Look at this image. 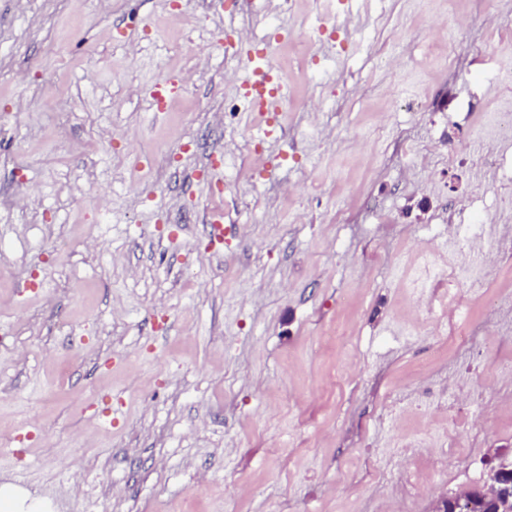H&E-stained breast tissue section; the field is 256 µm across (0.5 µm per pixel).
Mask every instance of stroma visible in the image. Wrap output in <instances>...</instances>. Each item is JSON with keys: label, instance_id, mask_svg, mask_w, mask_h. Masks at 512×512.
Wrapping results in <instances>:
<instances>
[{"label": "stroma", "instance_id": "stroma-1", "mask_svg": "<svg viewBox=\"0 0 512 512\" xmlns=\"http://www.w3.org/2000/svg\"><path fill=\"white\" fill-rule=\"evenodd\" d=\"M259 52L288 87L275 139L238 93ZM510 72L512 0H0V112L23 107L0 133V481L59 487L53 512H437L482 487L512 458V264L456 289L464 346L415 291L450 217L499 244ZM453 376L481 395L472 457L391 501L385 401Z\"/></svg>", "mask_w": 512, "mask_h": 512}]
</instances>
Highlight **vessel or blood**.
<instances>
[{"label": "vessel or blood", "mask_w": 512, "mask_h": 512, "mask_svg": "<svg viewBox=\"0 0 512 512\" xmlns=\"http://www.w3.org/2000/svg\"><path fill=\"white\" fill-rule=\"evenodd\" d=\"M242 69L239 91L248 99L251 111L261 114L279 111L288 91L276 74L270 58L265 55L250 57L243 63Z\"/></svg>", "instance_id": "obj_1"}]
</instances>
